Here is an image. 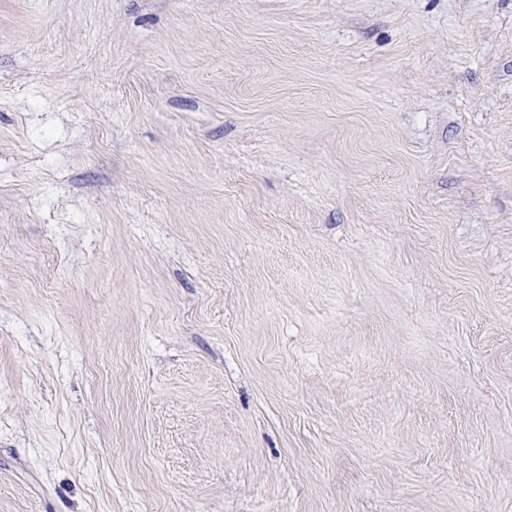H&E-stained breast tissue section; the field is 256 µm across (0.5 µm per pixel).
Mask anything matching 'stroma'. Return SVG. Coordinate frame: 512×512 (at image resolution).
<instances>
[{
	"label": "stroma",
	"mask_w": 512,
	"mask_h": 512,
	"mask_svg": "<svg viewBox=\"0 0 512 512\" xmlns=\"http://www.w3.org/2000/svg\"><path fill=\"white\" fill-rule=\"evenodd\" d=\"M0 512H512V0H0Z\"/></svg>",
	"instance_id": "35a3bbf8"
}]
</instances>
